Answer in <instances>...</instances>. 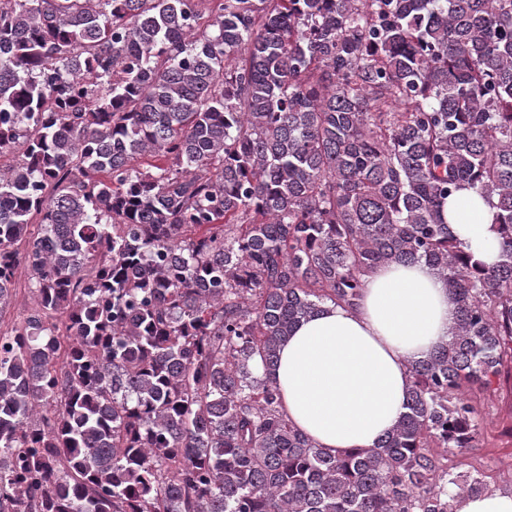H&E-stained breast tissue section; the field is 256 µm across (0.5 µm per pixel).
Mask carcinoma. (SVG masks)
Wrapping results in <instances>:
<instances>
[{"mask_svg":"<svg viewBox=\"0 0 512 512\" xmlns=\"http://www.w3.org/2000/svg\"><path fill=\"white\" fill-rule=\"evenodd\" d=\"M0 512H454L512 382V0H0ZM493 211L499 260L444 207ZM424 262L453 336L343 455L282 344ZM260 359L265 376L253 374ZM445 216L465 250L473 252L488 265L497 259L498 233L496 225L492 224L491 209L475 190H460L448 201ZM14 288H16V291L12 297L11 303L2 313L3 329H6L7 326H11L13 322L26 317L35 303L34 295L31 292L27 280L26 271L22 265L19 267Z\"/></svg>","mask_w":512,"mask_h":512,"instance_id":"obj_1","label":"carcinoma"}]
</instances>
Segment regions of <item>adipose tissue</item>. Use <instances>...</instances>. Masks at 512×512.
<instances>
[{"mask_svg":"<svg viewBox=\"0 0 512 512\" xmlns=\"http://www.w3.org/2000/svg\"><path fill=\"white\" fill-rule=\"evenodd\" d=\"M445 216L464 249L496 260L497 229L475 190H460ZM454 325L448 285L431 267H379L355 309L323 305L281 347L273 376L283 408L320 447H372L404 412L410 363L448 341Z\"/></svg>","mask_w":512,"mask_h":512,"instance_id":"ef3b65f1","label":"adipose tissue"}]
</instances>
